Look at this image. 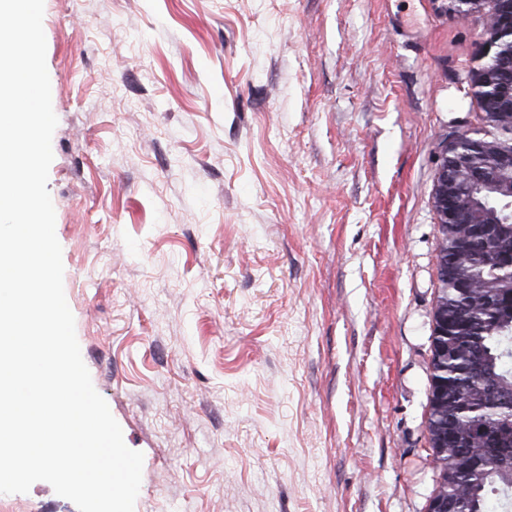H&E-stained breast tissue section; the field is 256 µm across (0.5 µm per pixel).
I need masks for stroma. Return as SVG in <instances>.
<instances>
[{
  "instance_id": "35a3bbf8",
  "label": "stroma",
  "mask_w": 512,
  "mask_h": 512,
  "mask_svg": "<svg viewBox=\"0 0 512 512\" xmlns=\"http://www.w3.org/2000/svg\"><path fill=\"white\" fill-rule=\"evenodd\" d=\"M437 0H45L48 189L135 512H426L450 130ZM0 512H78L44 481Z\"/></svg>"
}]
</instances>
